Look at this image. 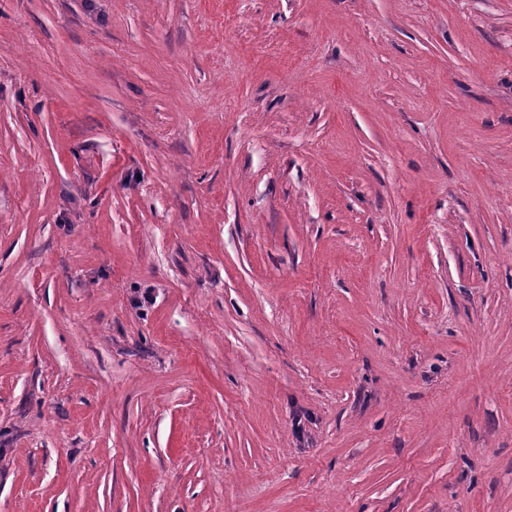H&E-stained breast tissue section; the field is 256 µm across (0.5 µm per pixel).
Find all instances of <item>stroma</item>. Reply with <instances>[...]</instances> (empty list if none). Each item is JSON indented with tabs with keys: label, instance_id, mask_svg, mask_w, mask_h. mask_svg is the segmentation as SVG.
<instances>
[{
	"label": "stroma",
	"instance_id": "obj_1",
	"mask_svg": "<svg viewBox=\"0 0 512 512\" xmlns=\"http://www.w3.org/2000/svg\"><path fill=\"white\" fill-rule=\"evenodd\" d=\"M0 512H512V0H0Z\"/></svg>",
	"mask_w": 512,
	"mask_h": 512
}]
</instances>
